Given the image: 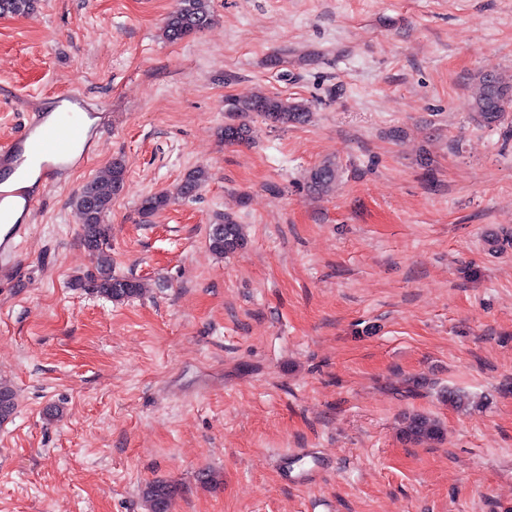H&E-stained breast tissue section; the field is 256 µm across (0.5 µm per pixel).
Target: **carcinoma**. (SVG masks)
Listing matches in <instances>:
<instances>
[{"instance_id": "1", "label": "carcinoma", "mask_w": 512, "mask_h": 512, "mask_svg": "<svg viewBox=\"0 0 512 512\" xmlns=\"http://www.w3.org/2000/svg\"><path fill=\"white\" fill-rule=\"evenodd\" d=\"M210 0H179L178 7L167 18L164 34L168 41L177 42L196 34L211 22ZM35 0H0V16H19L28 13ZM512 102V78L506 79L497 72H482L475 77L474 92L470 109L479 121L487 127L501 122L506 106ZM226 112L229 121L224 123L222 135L230 144L247 143L253 138L252 127L241 121L251 113L262 117L272 127L300 124L308 120L309 108L301 102L278 96L255 95L251 98L233 101ZM339 177V167L333 161H324L309 169L308 188L324 194L332 190ZM208 180L202 168L190 170L179 186V195L184 198L195 196ZM126 166L122 159L112 160L107 172L88 181L75 198V210L82 224L84 247L96 257L97 274L90 277L92 291L112 301H125L142 294L140 281L112 275V263L107 253L109 225L104 223L105 214L112 207V200L124 190ZM170 197L165 193H155L142 198L140 211L150 215L168 206ZM245 244L243 225L232 216L224 215V220L212 225L209 234L210 249L220 255H227L242 249ZM448 404L458 410L469 411L483 406V402L472 399L459 390H448ZM16 406L12 388L0 382V421L9 419ZM405 439L416 445L429 444L441 440V422L426 414L414 413L406 417L403 430ZM148 503L149 512H169L175 489L164 482L148 484L142 491Z\"/></svg>"}]
</instances>
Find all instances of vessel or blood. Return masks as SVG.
I'll return each instance as SVG.
<instances>
[{"label": "vessel or blood", "instance_id": "b4317fda", "mask_svg": "<svg viewBox=\"0 0 512 512\" xmlns=\"http://www.w3.org/2000/svg\"><path fill=\"white\" fill-rule=\"evenodd\" d=\"M55 109L33 113L23 133L0 145V287L12 286L19 274V246L41 205L39 184L65 179L78 163L86 162L95 133L74 112L83 108L75 93L56 95ZM36 174L37 187L25 186Z\"/></svg>", "mask_w": 512, "mask_h": 512}]
</instances>
